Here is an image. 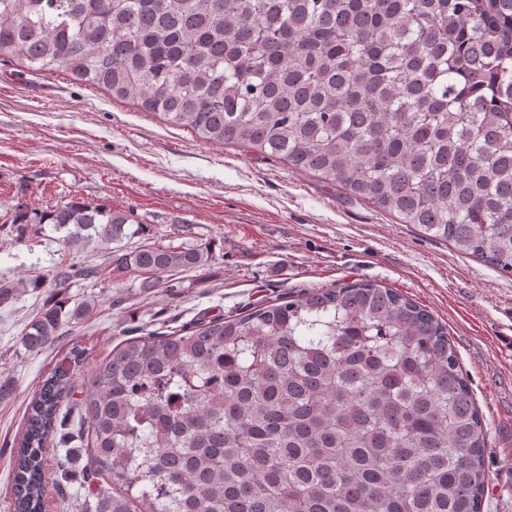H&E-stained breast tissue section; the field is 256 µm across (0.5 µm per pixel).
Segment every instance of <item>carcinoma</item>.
I'll return each instance as SVG.
<instances>
[{
	"mask_svg": "<svg viewBox=\"0 0 512 512\" xmlns=\"http://www.w3.org/2000/svg\"><path fill=\"white\" fill-rule=\"evenodd\" d=\"M0 53L64 68L279 158L512 276V0H0ZM15 224L108 247L128 218L72 200ZM210 246L113 251L150 289ZM68 264L21 343L84 319ZM38 274L0 280V305ZM85 351L54 366L13 452L45 512L46 448ZM95 512H482L486 431L446 327L368 282L314 288L112 351L81 400Z\"/></svg>",
	"mask_w": 512,
	"mask_h": 512,
	"instance_id": "obj_1",
	"label": "carcinoma"
}]
</instances>
